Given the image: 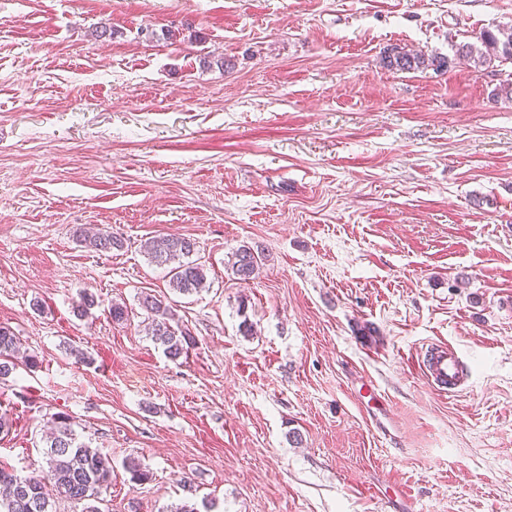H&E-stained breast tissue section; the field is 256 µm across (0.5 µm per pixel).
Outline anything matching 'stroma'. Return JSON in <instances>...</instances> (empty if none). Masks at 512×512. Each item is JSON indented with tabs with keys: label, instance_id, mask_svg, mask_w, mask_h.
I'll list each match as a JSON object with an SVG mask.
<instances>
[{
	"label": "stroma",
	"instance_id": "35a3bbf8",
	"mask_svg": "<svg viewBox=\"0 0 512 512\" xmlns=\"http://www.w3.org/2000/svg\"><path fill=\"white\" fill-rule=\"evenodd\" d=\"M499 24L512 0H0V324L40 360L0 381V464L42 466L64 411L106 512H171L184 475L199 512H512V64L382 63ZM168 234L200 293L143 253ZM147 294L196 339L179 361ZM436 345L463 393L418 368ZM141 247L152 261L159 265L171 266L169 284L174 292L191 295L206 287L207 269L205 265L197 262L198 259L189 260V257L197 250L194 239L169 234L160 242L148 239ZM231 270L237 280L247 283L256 274L264 255L262 250L246 244L240 245L233 254Z\"/></svg>",
	"mask_w": 512,
	"mask_h": 512
}]
</instances>
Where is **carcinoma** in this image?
<instances>
[{"instance_id": "cac0c4a2", "label": "carcinoma", "mask_w": 512, "mask_h": 512, "mask_svg": "<svg viewBox=\"0 0 512 512\" xmlns=\"http://www.w3.org/2000/svg\"><path fill=\"white\" fill-rule=\"evenodd\" d=\"M474 39L473 43L461 45L452 59L396 49L385 56L384 64L397 71L428 68L446 71L459 64L479 68L496 59L512 62V25L482 29L474 34ZM86 242L99 251L122 247V241L108 230L95 233ZM142 248L152 261L170 266L169 284L174 292L191 295L206 287L205 265L191 259L196 251L195 240L169 234L160 241H144ZM233 258V275L247 283L253 279L264 255L259 249L243 244L235 250ZM142 306L151 319L152 338L167 358L176 361L195 346L189 332L172 326V313L162 300L147 295L142 299ZM17 345V336L11 328L0 324V380L10 377L17 368L13 361ZM45 445V466L27 476L0 466V512H57L55 501L45 492L48 484L58 499L84 504L83 512H101L99 504L112 485V468L101 450L80 441L71 416L65 412L52 416ZM124 468L134 484H142L152 477L149 468L136 458L126 460Z\"/></svg>"}]
</instances>
